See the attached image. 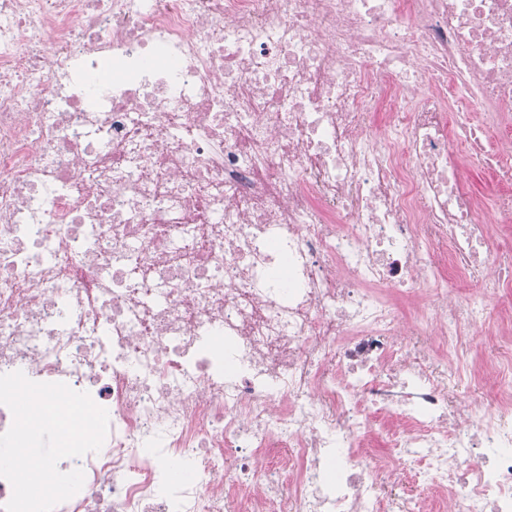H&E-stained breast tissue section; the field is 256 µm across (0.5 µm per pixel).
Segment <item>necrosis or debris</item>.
Masks as SVG:
<instances>
[{"mask_svg":"<svg viewBox=\"0 0 512 512\" xmlns=\"http://www.w3.org/2000/svg\"><path fill=\"white\" fill-rule=\"evenodd\" d=\"M487 212L512 0H0V374L109 415L54 512H512ZM477 347L473 350V361L476 365V369L481 371L483 375V383L480 386V389L475 388L472 383H467L465 381L456 380L457 392L459 396V401L463 404L467 400L471 399L474 394L480 395L481 392H484L489 388L493 381V373L491 369L486 365V361L484 358V349L485 345L480 344V339L477 338ZM476 389V391H475Z\"/></svg>","mask_w":512,"mask_h":512,"instance_id":"4bbe7bcc","label":"necrosis or debris"}]
</instances>
